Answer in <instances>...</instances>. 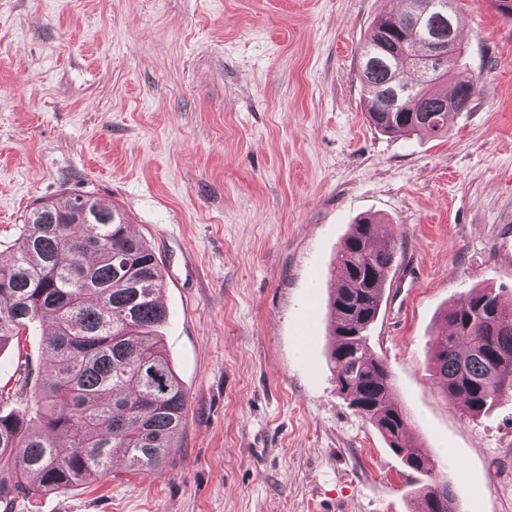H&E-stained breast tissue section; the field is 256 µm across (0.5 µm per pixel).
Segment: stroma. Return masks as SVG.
Returning a JSON list of instances; mask_svg holds the SVG:
<instances>
[{
  "mask_svg": "<svg viewBox=\"0 0 512 512\" xmlns=\"http://www.w3.org/2000/svg\"><path fill=\"white\" fill-rule=\"evenodd\" d=\"M397 0H0V250L62 192L126 212L160 264L158 334L189 396L164 470L11 512H415L419 477L329 361L334 259L365 216L397 241L370 331L461 512H512V394L469 417L429 371L469 289L512 300V19L459 0L479 92L448 135L366 120L357 49ZM42 327L0 348L24 406Z\"/></svg>",
  "mask_w": 512,
  "mask_h": 512,
  "instance_id": "1",
  "label": "stroma"
}]
</instances>
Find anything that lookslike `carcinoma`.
<instances>
[{"instance_id":"obj_1","label":"carcinoma","mask_w":512,"mask_h":512,"mask_svg":"<svg viewBox=\"0 0 512 512\" xmlns=\"http://www.w3.org/2000/svg\"><path fill=\"white\" fill-rule=\"evenodd\" d=\"M442 0H409L402 13L377 16L360 46L359 78L368 122L386 134L448 133V117L469 106L477 83L462 72L454 35L457 12ZM455 47L429 74L386 50L392 39L417 57L428 34ZM397 244L383 225L363 218L336 254L338 286L329 358L336 388L405 466L422 476L424 512H457L448 480L412 442L413 422L399 403L386 361L368 331L382 304L385 272ZM158 259L128 229L119 209L93 195L42 199L0 251V347L51 317L25 407L0 411V504L48 494L104 472L116 456L135 474L162 470L188 409V394L157 336L169 318ZM430 363L445 395L472 417L512 393V304L493 287L473 288L446 309ZM68 448L65 453L60 447Z\"/></svg>"}]
</instances>
